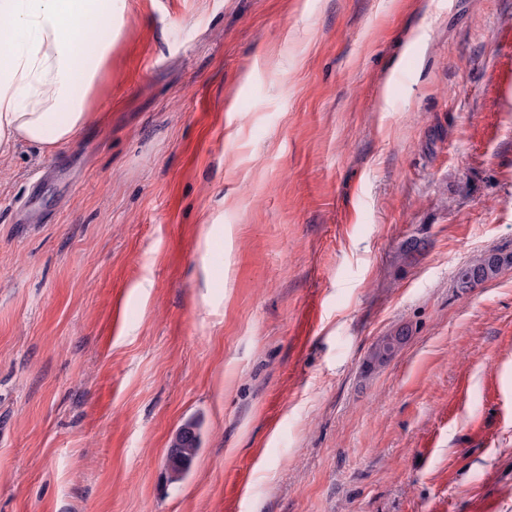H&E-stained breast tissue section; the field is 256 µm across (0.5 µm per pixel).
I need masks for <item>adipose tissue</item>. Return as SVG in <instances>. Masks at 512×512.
<instances>
[{
    "label": "adipose tissue",
    "instance_id": "obj_1",
    "mask_svg": "<svg viewBox=\"0 0 512 512\" xmlns=\"http://www.w3.org/2000/svg\"><path fill=\"white\" fill-rule=\"evenodd\" d=\"M122 0H0V157L18 142L49 156L91 119Z\"/></svg>",
    "mask_w": 512,
    "mask_h": 512
}]
</instances>
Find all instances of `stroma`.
Returning a JSON list of instances; mask_svg holds the SVG:
<instances>
[{"label":"stroma","mask_w":512,"mask_h":512,"mask_svg":"<svg viewBox=\"0 0 512 512\" xmlns=\"http://www.w3.org/2000/svg\"><path fill=\"white\" fill-rule=\"evenodd\" d=\"M94 110L0 159V512H512V0H124ZM512 266V252L491 250L481 258L463 264L455 273L456 288L471 290L495 278L502 269ZM182 429L186 430L187 435L178 445H170V448L177 449L167 454L166 469L169 472L171 481H179L186 476L193 460L200 451L198 425L194 422H189Z\"/></svg>","instance_id":"35a3bbf8"}]
</instances>
